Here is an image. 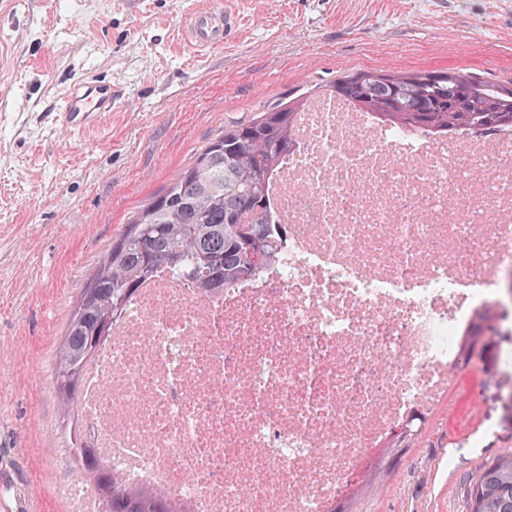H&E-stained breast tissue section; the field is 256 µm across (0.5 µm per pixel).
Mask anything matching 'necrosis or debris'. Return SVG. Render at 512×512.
<instances>
[{"mask_svg": "<svg viewBox=\"0 0 512 512\" xmlns=\"http://www.w3.org/2000/svg\"><path fill=\"white\" fill-rule=\"evenodd\" d=\"M267 193L270 263L210 293L159 268L84 368L96 459L177 512H337L443 401L473 321L512 311L511 125L313 98Z\"/></svg>", "mask_w": 512, "mask_h": 512, "instance_id": "1", "label": "necrosis or debris"}]
</instances>
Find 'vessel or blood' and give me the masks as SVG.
<instances>
[{
  "instance_id": "b4317fda",
  "label": "vessel or blood",
  "mask_w": 512,
  "mask_h": 512,
  "mask_svg": "<svg viewBox=\"0 0 512 512\" xmlns=\"http://www.w3.org/2000/svg\"><path fill=\"white\" fill-rule=\"evenodd\" d=\"M187 40L197 49L207 50L223 45L235 31L231 13L214 5L194 9L184 21ZM112 109V87L86 82L66 91L58 100L53 120L71 133L98 122Z\"/></svg>"
}]
</instances>
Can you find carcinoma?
<instances>
[{
    "mask_svg": "<svg viewBox=\"0 0 512 512\" xmlns=\"http://www.w3.org/2000/svg\"><path fill=\"white\" fill-rule=\"evenodd\" d=\"M387 123L430 132L512 125V81L493 83L457 70L387 73L359 69L322 86ZM304 100H290L239 123L211 141L156 198L136 212L89 275L56 354L54 382L78 419L81 364L96 356L113 319L139 284L161 267L183 268L203 291L256 275L281 246L284 233L266 221L268 183L292 146L294 117ZM495 320L475 322L460 343L459 365L486 344ZM419 436L418 427L391 440L385 463ZM72 455L107 503L106 512H176L163 496L124 487L103 472L77 427ZM467 512H512V451L483 465L466 488Z\"/></svg>",
    "mask_w": 512,
    "mask_h": 512,
    "instance_id": "obj_1",
    "label": "carcinoma"
}]
</instances>
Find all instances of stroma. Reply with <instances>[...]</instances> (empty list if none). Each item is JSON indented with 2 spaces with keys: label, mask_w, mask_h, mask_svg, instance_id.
Segmentation results:
<instances>
[{
  "label": "stroma",
  "mask_w": 512,
  "mask_h": 512,
  "mask_svg": "<svg viewBox=\"0 0 512 512\" xmlns=\"http://www.w3.org/2000/svg\"><path fill=\"white\" fill-rule=\"evenodd\" d=\"M237 16L203 54L200 0H0V504L67 512L74 466L55 355L87 277L132 216L225 128L356 69L458 68L512 80V0H212ZM82 80L112 110L71 134L52 112ZM512 329L458 371L423 433L347 512H467L512 436Z\"/></svg>",
  "instance_id": "obj_1"
}]
</instances>
